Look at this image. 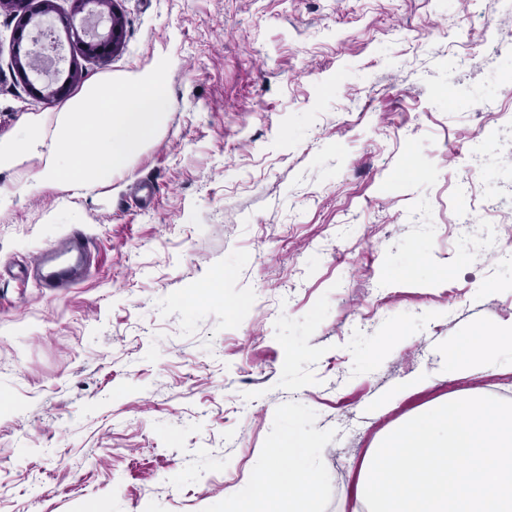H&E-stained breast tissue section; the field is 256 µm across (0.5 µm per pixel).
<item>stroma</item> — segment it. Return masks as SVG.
<instances>
[{
    "instance_id": "obj_1",
    "label": "stroma",
    "mask_w": 512,
    "mask_h": 512,
    "mask_svg": "<svg viewBox=\"0 0 512 512\" xmlns=\"http://www.w3.org/2000/svg\"><path fill=\"white\" fill-rule=\"evenodd\" d=\"M109 5L121 47L68 42L72 94L165 56L167 115L80 195L26 190L35 159L0 171V512H224L304 432L317 512H358V464L390 425L476 386L512 399L509 373L372 407L512 317V5ZM42 10L0 9V140L54 108L15 62ZM74 225L91 271L49 291L31 258Z\"/></svg>"
}]
</instances>
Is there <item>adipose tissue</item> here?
I'll return each mask as SVG.
<instances>
[{
  "mask_svg": "<svg viewBox=\"0 0 512 512\" xmlns=\"http://www.w3.org/2000/svg\"><path fill=\"white\" fill-rule=\"evenodd\" d=\"M170 64L158 59L148 69L87 86L59 105L51 119L29 121L18 138L0 140V171L40 161L32 189L52 184L74 192L108 185L115 172L129 168L134 151L158 135L164 121ZM512 350V318L479 328L452 346L438 347L431 368L413 373L384 393V410L437 378H479L502 373V349ZM315 436L289 438L279 460L247 487L229 496L224 512H314L320 473Z\"/></svg>",
  "mask_w": 512,
  "mask_h": 512,
  "instance_id": "adipose-tissue-1",
  "label": "adipose tissue"
}]
</instances>
